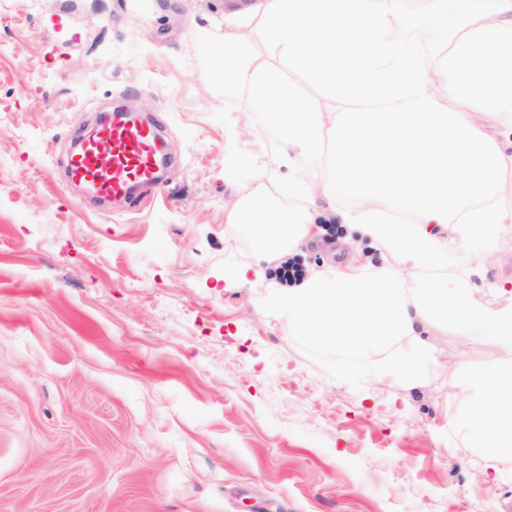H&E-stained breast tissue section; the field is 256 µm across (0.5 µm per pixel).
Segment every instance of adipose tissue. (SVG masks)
I'll use <instances>...</instances> for the list:
<instances>
[{"mask_svg":"<svg viewBox=\"0 0 512 512\" xmlns=\"http://www.w3.org/2000/svg\"><path fill=\"white\" fill-rule=\"evenodd\" d=\"M421 20L451 31L430 70L399 34L413 20L397 0H257L224 62L226 90L248 111L271 112L281 150L311 162L281 185L296 205L257 241L250 267L265 276L311 236L320 192L334 186L351 197L328 213L347 241L369 240L383 264L309 269L275 287L270 305L315 345L379 354V380L415 379L435 358L425 339L434 329H476L512 347V306H476L470 289L440 280L408 297L396 289L447 262L441 227L489 240L512 224V0L486 10L461 0L453 27L448 0H427ZM461 390L490 457H511L512 368L464 372Z\"/></svg>","mask_w":512,"mask_h":512,"instance_id":"obj_1","label":"adipose tissue"}]
</instances>
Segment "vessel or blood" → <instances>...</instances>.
Masks as SVG:
<instances>
[{"label":"vessel or blood","mask_w":512,"mask_h":512,"mask_svg":"<svg viewBox=\"0 0 512 512\" xmlns=\"http://www.w3.org/2000/svg\"><path fill=\"white\" fill-rule=\"evenodd\" d=\"M166 162L157 122L116 115L81 139L68 160V176L98 197L116 199L132 186L153 185Z\"/></svg>","instance_id":"obj_1"}]
</instances>
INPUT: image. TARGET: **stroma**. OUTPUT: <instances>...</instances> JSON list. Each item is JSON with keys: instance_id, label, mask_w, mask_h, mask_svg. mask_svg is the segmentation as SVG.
<instances>
[{"instance_id": "1", "label": "stroma", "mask_w": 512, "mask_h": 512, "mask_svg": "<svg viewBox=\"0 0 512 512\" xmlns=\"http://www.w3.org/2000/svg\"><path fill=\"white\" fill-rule=\"evenodd\" d=\"M242 0H0V512H512V463L453 423L457 363H511L434 330L437 367L355 380L291 333L269 282L241 281L287 198L225 176L230 144L285 180L274 131L224 90ZM121 106L173 157L138 202L69 185L75 133ZM249 200L253 213L226 221ZM307 241L297 263H380L364 241ZM512 303V228L458 241L442 273Z\"/></svg>"}]
</instances>
